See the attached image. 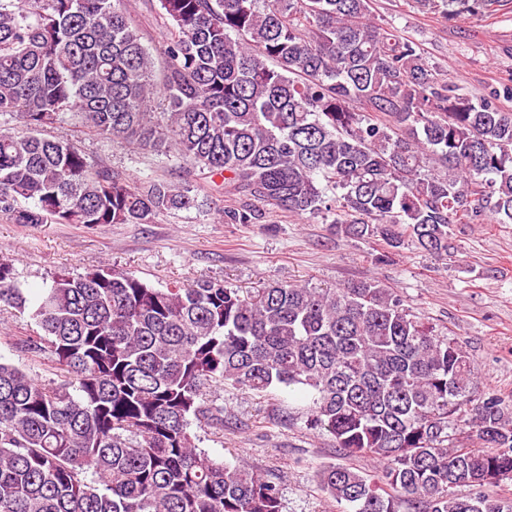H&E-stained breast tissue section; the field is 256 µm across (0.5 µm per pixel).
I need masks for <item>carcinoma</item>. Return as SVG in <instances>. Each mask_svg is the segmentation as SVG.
Returning <instances> with one entry per match:
<instances>
[{"instance_id": "carcinoma-1", "label": "carcinoma", "mask_w": 512, "mask_h": 512, "mask_svg": "<svg viewBox=\"0 0 512 512\" xmlns=\"http://www.w3.org/2000/svg\"><path fill=\"white\" fill-rule=\"evenodd\" d=\"M154 56L130 0H0V216L14 224H151L231 198L334 234L438 258L450 226L512 224V110L437 77L372 0H157ZM447 20L504 0H415ZM161 159L182 179H131L65 116ZM27 299L0 259V312ZM28 340L39 378L0 359V512H281L279 485L198 447L224 428L211 388L313 395L308 425L370 478L319 470L349 512H512V405L476 395L468 354L375 279L339 288L222 280L155 288L102 265L54 276ZM476 489L458 496L454 488Z\"/></svg>"}]
</instances>
